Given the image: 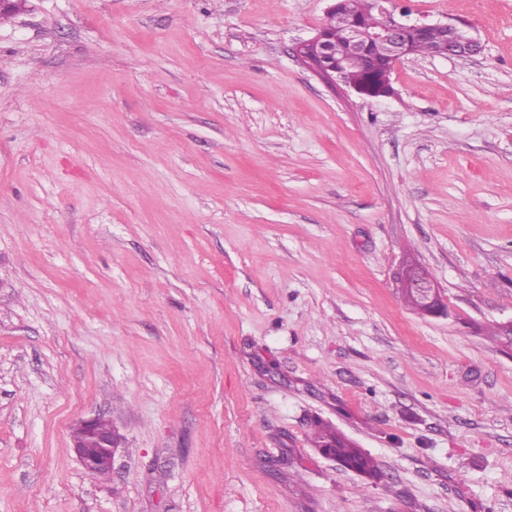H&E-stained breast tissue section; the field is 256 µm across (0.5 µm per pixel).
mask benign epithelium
I'll return each mask as SVG.
<instances>
[{
	"mask_svg": "<svg viewBox=\"0 0 512 512\" xmlns=\"http://www.w3.org/2000/svg\"><path fill=\"white\" fill-rule=\"evenodd\" d=\"M389 0H372L375 10L384 17V22L377 28H368L357 22L341 32V38L357 44L362 53H372L384 58L389 69L410 54V46L406 41L409 31H427L437 29L451 34L453 44L443 42L437 49L438 56L469 57L467 42L473 37L466 36L462 29L450 24L407 23L396 20L386 7ZM295 52L303 64L315 74L332 84L345 83L343 67L336 61V39L328 37L324 30L296 46ZM405 292L418 301L419 311L427 315L447 313L442 304L439 289L434 279L425 272L414 273L406 278ZM74 431L79 438L74 440V448L81 465L94 473L110 472L115 454L122 445V436L114 428L102 429L99 420L90 419L78 422Z\"/></svg>",
	"mask_w": 512,
	"mask_h": 512,
	"instance_id": "7a95c632",
	"label": "benign epithelium"
}]
</instances>
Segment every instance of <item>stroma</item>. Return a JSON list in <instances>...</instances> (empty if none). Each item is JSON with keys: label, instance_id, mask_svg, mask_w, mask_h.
Wrapping results in <instances>:
<instances>
[{"label": "stroma", "instance_id": "stroma-1", "mask_svg": "<svg viewBox=\"0 0 512 512\" xmlns=\"http://www.w3.org/2000/svg\"><path fill=\"white\" fill-rule=\"evenodd\" d=\"M330 4L0 19V512H512V0H390L482 51L379 99L297 59ZM405 292L418 301L419 311L427 315L445 314L439 289L434 279L425 272L414 273L406 277ZM99 419L79 421L73 428L79 433V439L74 440V448L81 465L94 473L110 472L112 462L118 449L122 446V436L109 423ZM105 474V473H102ZM313 442L318 450L330 453L336 462L351 471L369 478L377 477L376 461L341 432L330 426H320L315 432Z\"/></svg>", "mask_w": 512, "mask_h": 512}]
</instances>
